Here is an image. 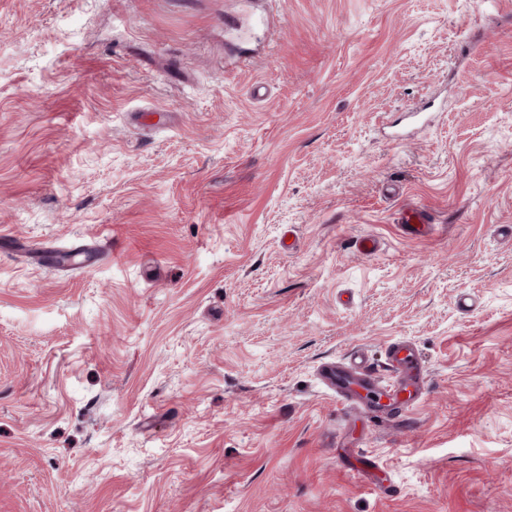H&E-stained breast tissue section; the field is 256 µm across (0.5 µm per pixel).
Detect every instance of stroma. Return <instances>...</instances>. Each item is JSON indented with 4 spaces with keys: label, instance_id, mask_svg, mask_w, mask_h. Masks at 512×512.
<instances>
[{
    "label": "stroma",
    "instance_id": "1",
    "mask_svg": "<svg viewBox=\"0 0 512 512\" xmlns=\"http://www.w3.org/2000/svg\"><path fill=\"white\" fill-rule=\"evenodd\" d=\"M503 224L512 0H0V512H512ZM399 339L410 420L321 383ZM400 221L403 231L413 237L426 235L432 227L431 215L422 207L407 208L402 213Z\"/></svg>",
    "mask_w": 512,
    "mask_h": 512
}]
</instances>
